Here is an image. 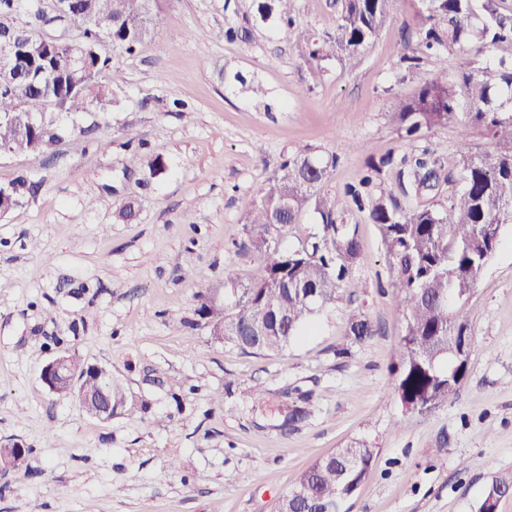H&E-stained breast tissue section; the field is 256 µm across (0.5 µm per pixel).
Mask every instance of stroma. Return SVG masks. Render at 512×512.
<instances>
[{"label":"stroma","mask_w":512,"mask_h":512,"mask_svg":"<svg viewBox=\"0 0 512 512\" xmlns=\"http://www.w3.org/2000/svg\"><path fill=\"white\" fill-rule=\"evenodd\" d=\"M394 20L356 68L315 60L263 22L251 0H160L134 53L111 51L108 112L53 113L67 136L42 155H0V186L35 191L0 215V512H277L316 459L363 440L377 455L344 512H478L493 474L512 472V224L468 304L471 351L456 397L420 416L394 390L404 317L379 229L347 195L368 156L430 149L457 173L462 152L489 154L479 128L402 138L390 111L413 97L400 56L423 12ZM296 27L322 38L334 0H294ZM246 39H217L219 29ZM242 71L240 85L225 81ZM140 164L126 169L130 153ZM338 158L322 186L356 225L361 259L316 328L274 352L240 349L196 315L205 287L257 282L245 249L257 190L289 156ZM162 155L166 169L151 175ZM135 199V220L119 217ZM376 334L347 347L348 319ZM69 351L107 368L126 397L89 417L41 381ZM307 415L283 428L286 414ZM177 470H169V462Z\"/></svg>","instance_id":"stroma-1"}]
</instances>
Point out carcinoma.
<instances>
[{
	"instance_id": "carcinoma-1",
	"label": "carcinoma",
	"mask_w": 512,
	"mask_h": 512,
	"mask_svg": "<svg viewBox=\"0 0 512 512\" xmlns=\"http://www.w3.org/2000/svg\"><path fill=\"white\" fill-rule=\"evenodd\" d=\"M340 4L335 35L316 40L294 28L292 0H258L257 14L288 27V39L308 48L314 59L337 58L353 67L365 48L392 20L393 0H336ZM416 29V47L401 56L416 75L422 53L456 54L453 77L444 72L426 79L417 94L395 105L392 119L405 136L431 132L455 123L465 140L472 127L483 129L496 145L493 154H461L460 187L431 203L423 201L436 187L444 165L425 151L370 160L360 187L347 193L366 208L378 225L393 269L392 286L404 314L395 391L409 413L425 415L455 397L466 375L467 362H452L453 337L470 329L469 297L481 282L490 254L500 240V228L512 224V16L497 14L493 0H423ZM105 22L104 39L114 49L133 52L149 34L147 0H74L71 20L80 29L87 50L75 63L71 48L46 46L19 59L0 76V152L37 156L62 133L51 123H27L18 107L41 96L46 112H105L112 91L101 83L111 57L97 49L99 30L83 24L88 14ZM472 45L486 47L491 58L483 65L470 56ZM50 66L58 72L55 86L43 89L39 73ZM399 165V187L409 199L401 204L382 187L385 169ZM336 156L301 153L284 162L258 190L247 217L249 247L264 262L263 278L240 289L238 299L224 310L209 291L196 294V313L210 319L224 312V338L243 349L277 351L288 347L314 317L336 302L339 283L361 255L355 225L336 216V202L318 193ZM0 197V213L19 205L31 192L25 179ZM314 202L320 224L314 241L283 250L273 233L296 223L298 213ZM375 333L361 314L348 322L347 340L360 345ZM375 448L354 441L319 458L296 478L281 498L280 512H342V495L358 488L371 467Z\"/></svg>"
}]
</instances>
